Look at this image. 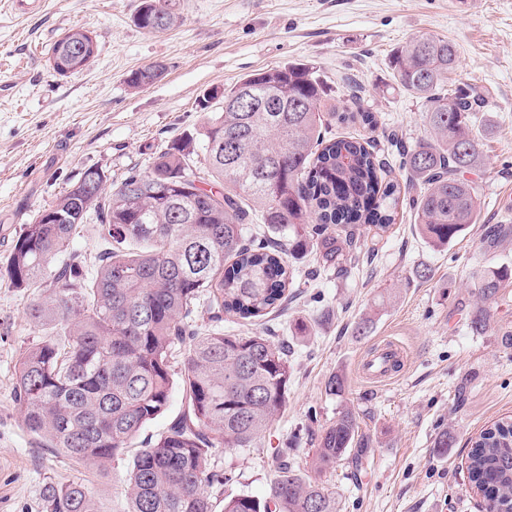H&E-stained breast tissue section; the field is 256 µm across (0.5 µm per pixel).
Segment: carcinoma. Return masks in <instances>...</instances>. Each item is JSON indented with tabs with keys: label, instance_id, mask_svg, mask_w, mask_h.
I'll return each instance as SVG.
<instances>
[{
	"label": "carcinoma",
	"instance_id": "cac0c4a2",
	"mask_svg": "<svg viewBox=\"0 0 512 512\" xmlns=\"http://www.w3.org/2000/svg\"><path fill=\"white\" fill-rule=\"evenodd\" d=\"M179 19L169 0H141L136 25L156 34ZM79 47L63 75L97 55L92 34L70 29L51 48L50 65ZM458 55L446 38L423 35L392 57L398 88L422 103L428 134L400 161L412 176L387 179L384 153L372 140L326 137L333 123L372 127V112L325 110L328 89L315 67L287 64L251 73L224 90L223 111L200 133L160 151L150 173L129 172L99 194L78 179L38 212L13 241L10 287L31 295L27 314L42 340L19 360L14 399L22 423L44 448L100 470H117L145 427L167 410L174 383L184 412L135 453L121 478V512H336L317 478L296 469L291 449L273 457L268 493L224 495L234 476L209 465L215 448H251L286 406L292 376L287 342L224 333L226 317L260 319L280 311L293 284L289 262L307 253L343 276L374 252V236L414 212L417 230L441 248L477 223L483 166L474 132L476 94L457 83ZM161 72L138 69L140 88ZM275 97L274 112H249L244 90ZM102 248L90 259L71 249L88 225ZM287 238L258 236L262 227ZM512 226L493 224L497 245ZM512 274L479 278L469 314L473 332L490 328L489 304ZM204 305L211 325L192 316ZM468 472L482 495L512 512V418L470 440ZM368 447L355 412L343 406L317 437L316 474L352 448ZM42 512H97L79 481H49Z\"/></svg>",
	"mask_w": 512,
	"mask_h": 512
}]
</instances>
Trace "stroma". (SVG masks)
Wrapping results in <instances>:
<instances>
[{"label":"stroma","mask_w":512,"mask_h":512,"mask_svg":"<svg viewBox=\"0 0 512 512\" xmlns=\"http://www.w3.org/2000/svg\"><path fill=\"white\" fill-rule=\"evenodd\" d=\"M140 4L45 0L40 11L20 14L0 0V268L22 226L84 170L102 169L114 181L131 170L149 173L158 152L221 111L219 99L201 111L204 95L262 69L313 65L337 111L375 114L367 137L392 155L391 131L415 145L425 135L422 106L396 86L391 57L413 37L448 38L459 51L461 84L485 98L476 122L486 134L484 165L473 174L479 223L436 249L403 212L374 255L342 277L319 271L314 255L293 260L294 296L282 315L224 324L228 333L270 332L289 342L287 404L255 447L215 449L210 463L238 475L231 493L264 496L276 449L291 447L295 467L309 471V434L346 404L358 412L369 446L361 467L347 456L319 476L337 512H479L468 442L512 416V349L498 337L499 329L512 330V283L491 307L492 329L473 333L468 320L477 274L512 267V239L495 248L483 241L485 225H512L503 206L512 196V0H177L180 21L161 34L137 27ZM75 27L92 33L98 55L85 69L57 75L51 48ZM152 65L163 67L159 79L129 87L132 71ZM345 76L360 84L358 99L347 96ZM423 269L430 278H419ZM28 303L0 279V512H41L50 478L84 481L99 512H115L112 472L41 448L22 423L15 371L40 339ZM366 316L372 328L357 335ZM297 321L305 333L295 332ZM387 341L405 349L407 362L381 381L360 377L359 361ZM336 373L345 379L340 399L325 390ZM445 428L456 444L442 454L435 443Z\"/></svg>","instance_id":"obj_1"}]
</instances>
